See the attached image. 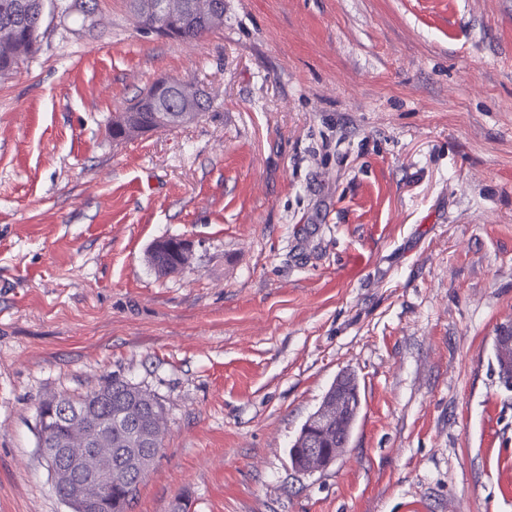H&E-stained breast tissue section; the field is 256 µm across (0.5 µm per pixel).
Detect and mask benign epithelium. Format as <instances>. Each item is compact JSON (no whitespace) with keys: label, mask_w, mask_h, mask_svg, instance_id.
Listing matches in <instances>:
<instances>
[{"label":"benign epithelium","mask_w":512,"mask_h":512,"mask_svg":"<svg viewBox=\"0 0 512 512\" xmlns=\"http://www.w3.org/2000/svg\"><path fill=\"white\" fill-rule=\"evenodd\" d=\"M183 8L175 0H142L134 20L139 29L157 36L168 34L166 19ZM208 99L207 91L200 85L172 77H160L150 84L137 98L123 109L122 123L129 138L138 139L150 132L148 127L133 125L128 115L137 110L149 109L157 113L159 125L171 128L183 126L200 117V106ZM354 405V399L347 393L336 391V400L327 411L311 421L316 432L322 433L336 427V447L318 450L314 447L300 448L303 459V473H314L329 467L343 452L346 442L340 439L341 422ZM63 426L70 437H52L49 422ZM43 430L40 451L52 475L65 473L62 499L71 512H106L108 500L105 489L112 485V459H103L98 453L101 445L112 439L110 416L96 417L95 407H78L75 403L56 398L49 413L39 418ZM161 433L136 434L130 447L119 449L128 464L139 466V460L147 455L141 444L152 441V447H159Z\"/></svg>","instance_id":"benign-epithelium-1"}]
</instances>
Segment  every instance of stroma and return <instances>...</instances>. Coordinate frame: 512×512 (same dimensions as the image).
Returning <instances> with one entry per match:
<instances>
[{
  "mask_svg": "<svg viewBox=\"0 0 512 512\" xmlns=\"http://www.w3.org/2000/svg\"><path fill=\"white\" fill-rule=\"evenodd\" d=\"M97 16L0 77V512H69L37 407L112 377L167 420L129 512H512V0H224L192 45ZM168 75L211 109L112 141ZM344 372L351 440L299 473ZM180 240V252L182 254L181 265L179 261L180 252L177 248L176 244H169L166 250H162L158 252V256H154L151 253V249L148 253V263L154 269L155 273L158 275H167L169 273L175 272L177 266L178 269H181L185 266L184 258L188 257L189 245L182 239ZM158 261L156 262V260Z\"/></svg>",
  "mask_w": 512,
  "mask_h": 512,
  "instance_id": "obj_1",
  "label": "stroma"
}]
</instances>
